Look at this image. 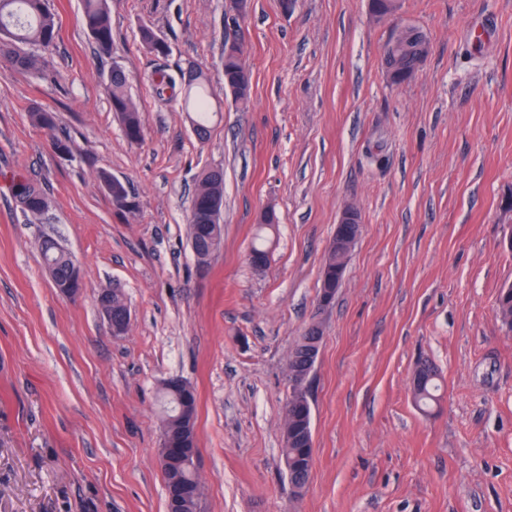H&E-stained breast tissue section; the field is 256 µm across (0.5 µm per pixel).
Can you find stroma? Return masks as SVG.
<instances>
[{
  "mask_svg": "<svg viewBox=\"0 0 512 512\" xmlns=\"http://www.w3.org/2000/svg\"><path fill=\"white\" fill-rule=\"evenodd\" d=\"M251 0L247 107L224 87V0H113L112 59L97 58L81 0H51L58 80L0 69V512H166L157 387L197 399L199 512H512V0ZM170 48L149 54L140 25ZM422 30L427 55L393 83L385 47ZM144 128L129 143L104 94L113 64ZM203 72L219 108L199 139L155 76ZM55 113L53 152L28 120ZM224 170V242L198 267L188 238L196 174ZM130 182L122 215L99 171ZM52 206L25 223L11 178ZM268 261L248 260L266 207ZM360 235L333 306L324 255L345 207ZM57 239L87 288L70 301L34 245ZM121 289L115 336L96 296ZM308 382L314 463L295 497L282 448L288 356L314 319ZM442 378L415 405L421 361ZM28 115L31 124L49 133L53 150L62 155H69L73 150V143L68 138H61L55 134L57 123L54 112L43 107L41 104L34 102L28 109ZM322 327L320 322H314L307 328V339L303 342L301 351L306 354L307 363L304 367V371L311 376L315 364L318 359L321 341H322Z\"/></svg>",
  "mask_w": 512,
  "mask_h": 512,
  "instance_id": "35a3bbf8",
  "label": "stroma"
}]
</instances>
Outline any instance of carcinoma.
<instances>
[{"label":"carcinoma","instance_id":"cac0c4a2","mask_svg":"<svg viewBox=\"0 0 512 512\" xmlns=\"http://www.w3.org/2000/svg\"><path fill=\"white\" fill-rule=\"evenodd\" d=\"M82 21L88 38L96 53L101 57L113 54L112 41V0H83ZM57 38V20L49 7V0H0V63L8 68L39 78L50 71L53 63L50 58ZM139 39L143 48L155 55L169 54V45L155 32L153 27H139ZM426 36L416 28L409 27L391 39V57L406 66L417 61V47L424 43ZM246 66V44L239 39L236 49L224 54V85L231 91L234 100L245 107L250 103L252 84H241L238 77ZM180 94L182 106L196 114L193 119L203 134H208V123L214 113L207 93V79L203 73L192 71L181 77ZM112 112L117 116L122 132L130 143L143 140L144 132L137 103L129 92V77L119 65L112 67L106 86ZM31 124L47 133L53 150L58 154H70L73 143L68 138L55 134L57 123L54 112L34 102L28 109ZM99 179L108 195L121 196L128 204L119 209L126 213L138 209L136 197L127 183H113L112 175L99 172ZM13 193L25 217L42 215L51 207V200L34 182L18 177L13 182ZM224 205V171L211 168L202 169L196 177V188L191 200L188 218V235L194 244V256L199 267L207 265L212 256L210 249L218 246L222 234L220 222L211 217L212 203ZM44 265L50 267L60 280L65 279L70 270V251L51 237L42 236L35 242ZM129 306L121 290L112 289V320L122 332L128 325L123 323ZM497 314L502 323L512 330V289H500L497 299ZM417 383L414 388L416 404L427 407L437 401L439 390L438 369L430 362L417 367ZM162 407L161 434L165 435L177 448H191L197 444L196 396L192 386L181 378L166 380L159 389ZM283 457L288 459V478L298 479L313 466L314 448L311 412L303 408L288 409L285 420V445ZM180 475L182 482L189 485L192 494L181 500L174 508L171 499H166V508L174 512H198L204 486L198 478L197 470L182 464L162 472L165 490H170L172 477Z\"/></svg>","mask_w":512,"mask_h":512}]
</instances>
